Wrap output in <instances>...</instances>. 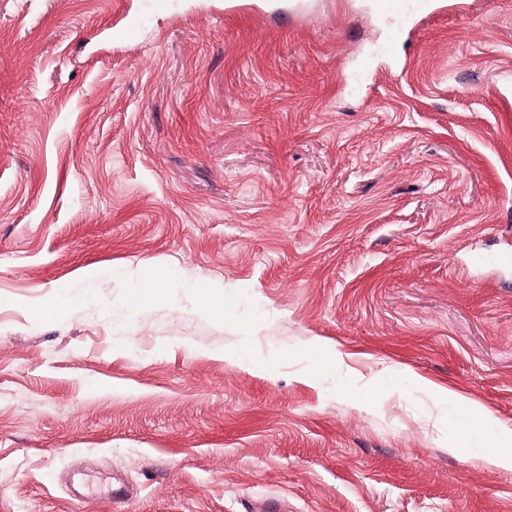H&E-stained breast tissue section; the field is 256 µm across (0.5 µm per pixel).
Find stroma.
Instances as JSON below:
<instances>
[{"label":"stroma","instance_id":"stroma-1","mask_svg":"<svg viewBox=\"0 0 512 512\" xmlns=\"http://www.w3.org/2000/svg\"><path fill=\"white\" fill-rule=\"evenodd\" d=\"M370 2L0 0V512H512V0ZM381 13L387 16L407 15L415 11L419 16L433 14L434 11H444L448 5H442L443 1L420 0L412 3L409 0H378Z\"/></svg>","mask_w":512,"mask_h":512}]
</instances>
